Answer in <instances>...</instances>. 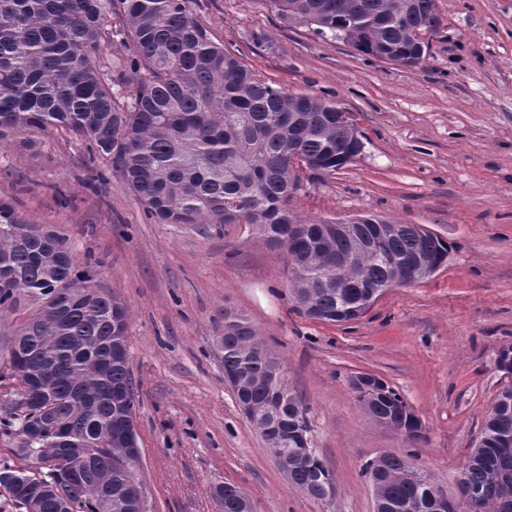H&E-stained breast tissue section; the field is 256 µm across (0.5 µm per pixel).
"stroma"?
Wrapping results in <instances>:
<instances>
[{
  "mask_svg": "<svg viewBox=\"0 0 512 512\" xmlns=\"http://www.w3.org/2000/svg\"><path fill=\"white\" fill-rule=\"evenodd\" d=\"M443 25L423 61L376 60L306 25H284L268 0H196L199 19L261 78L351 112L363 149L340 170L304 179L300 219L372 215L423 224L448 244L429 279L390 288L358 319L304 317L284 258L244 224H156L119 177L90 185L83 142L64 133L34 150L0 146V200L58 230L98 284L129 310L128 343L148 512H220L228 482L254 512H375L361 467L412 455L445 492L512 375V0H437ZM249 316L308 408L311 446L336 494L310 499L288 482L242 416L217 346L225 311ZM395 388L425 442L376 423L351 376Z\"/></svg>",
  "mask_w": 512,
  "mask_h": 512,
  "instance_id": "stroma-1",
  "label": "stroma"
}]
</instances>
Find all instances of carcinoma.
<instances>
[{"instance_id": "cac0c4a2", "label": "carcinoma", "mask_w": 512, "mask_h": 512, "mask_svg": "<svg viewBox=\"0 0 512 512\" xmlns=\"http://www.w3.org/2000/svg\"><path fill=\"white\" fill-rule=\"evenodd\" d=\"M194 0H0V142L22 136L34 147L41 136L62 131L88 142L90 182L116 174L156 224H247L283 255L297 308L320 322L360 317L353 304L362 288L323 279L336 272L319 264L318 246L336 255L358 254L356 282L379 287L392 267L426 257L440 267L448 244L397 224L383 239L378 226L326 236L334 219L303 222L290 209L302 181L290 155L309 160L308 177L328 175L349 163L354 146L336 125V103L315 94L291 95L262 79L224 48L201 23ZM289 25L310 20L315 31L346 32L355 50L392 54L418 65L421 33L442 25L436 0H269ZM115 46L113 55L105 53ZM78 261L57 232L22 218L0 200V314L25 305L36 309L9 343L3 368L40 380L23 400L0 409V432L18 441L16 455L44 465L0 467V490L25 512H108L105 501L138 482L135 466L116 463L105 447L113 429L134 422L136 394L130 357L114 355L113 336L127 335L126 306L95 280L93 266ZM277 362L256 338L250 320H224V372L245 379L243 394L269 409L248 422L283 455L298 446L306 407L274 377ZM374 419L391 423L409 441H422L412 407L387 383L367 401ZM463 473L484 502V512H512V385L499 393ZM412 465L409 455H386L377 512H405L415 502L433 512L435 483L388 482L387 472ZM288 479L317 501L327 499L332 472L317 453L291 468ZM224 512H252L236 486L224 494Z\"/></svg>"}]
</instances>
